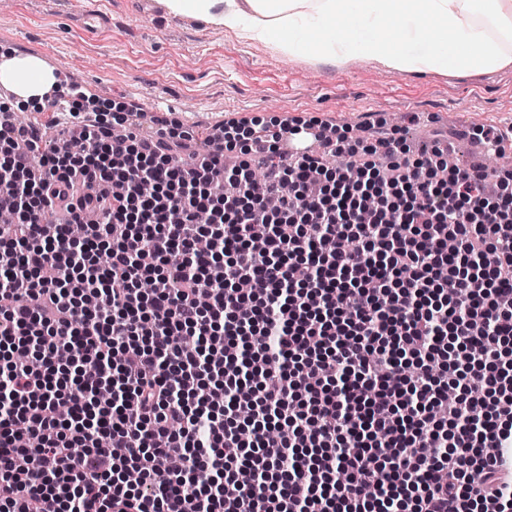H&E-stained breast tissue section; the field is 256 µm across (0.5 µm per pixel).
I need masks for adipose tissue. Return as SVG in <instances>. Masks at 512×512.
I'll list each match as a JSON object with an SVG mask.
<instances>
[{
	"label": "adipose tissue",
	"mask_w": 512,
	"mask_h": 512,
	"mask_svg": "<svg viewBox=\"0 0 512 512\" xmlns=\"http://www.w3.org/2000/svg\"><path fill=\"white\" fill-rule=\"evenodd\" d=\"M251 44L316 65L363 60L403 74H491L512 65V0H159ZM23 101L54 82L34 56L0 64Z\"/></svg>",
	"instance_id": "obj_1"
}]
</instances>
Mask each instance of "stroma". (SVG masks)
<instances>
[{
  "label": "stroma",
  "instance_id": "35a3bbf8",
  "mask_svg": "<svg viewBox=\"0 0 512 512\" xmlns=\"http://www.w3.org/2000/svg\"><path fill=\"white\" fill-rule=\"evenodd\" d=\"M142 4L106 0L104 21L89 29L75 0H0V52L53 53L57 71L77 76L84 92L133 105L141 135L164 120L195 130L200 150L233 119L262 127L316 120L355 138L397 112L400 137L424 149L447 134L466 169L477 163L476 129L512 128V67L477 77L401 74L362 62L336 69L147 13Z\"/></svg>",
  "mask_w": 512,
  "mask_h": 512
}]
</instances>
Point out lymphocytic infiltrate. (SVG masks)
<instances>
[{"mask_svg": "<svg viewBox=\"0 0 512 512\" xmlns=\"http://www.w3.org/2000/svg\"><path fill=\"white\" fill-rule=\"evenodd\" d=\"M62 97L66 153L0 127V512H512V173L489 194L392 135L337 138L351 179L281 151L319 123L184 156L193 131Z\"/></svg>", "mask_w": 512, "mask_h": 512, "instance_id": "obj_1", "label": "lymphocytic infiltrate"}]
</instances>
